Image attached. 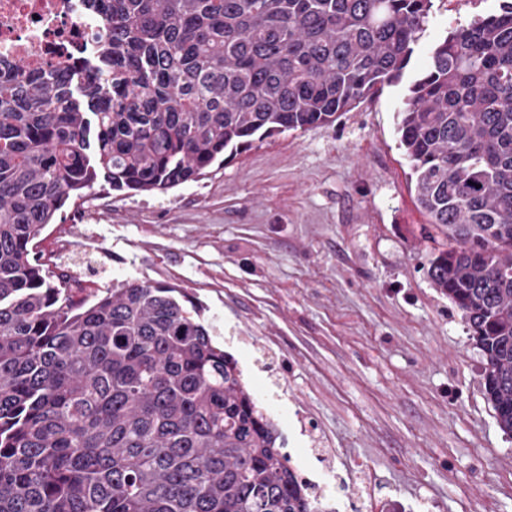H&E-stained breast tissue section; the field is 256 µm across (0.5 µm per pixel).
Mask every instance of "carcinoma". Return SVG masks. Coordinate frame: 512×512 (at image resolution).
Returning a JSON list of instances; mask_svg holds the SVG:
<instances>
[{
	"mask_svg": "<svg viewBox=\"0 0 512 512\" xmlns=\"http://www.w3.org/2000/svg\"><path fill=\"white\" fill-rule=\"evenodd\" d=\"M80 65L0 59V512H323L185 289L50 269L101 185L165 192L399 84L432 0H83ZM423 265L512 435V0L448 30L397 112Z\"/></svg>",
	"mask_w": 512,
	"mask_h": 512,
	"instance_id": "obj_1",
	"label": "carcinoma"
}]
</instances>
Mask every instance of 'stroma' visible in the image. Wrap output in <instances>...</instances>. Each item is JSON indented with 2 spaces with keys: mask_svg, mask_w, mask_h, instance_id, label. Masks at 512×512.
I'll return each mask as SVG.
<instances>
[{
  "mask_svg": "<svg viewBox=\"0 0 512 512\" xmlns=\"http://www.w3.org/2000/svg\"><path fill=\"white\" fill-rule=\"evenodd\" d=\"M501 0H433L405 83L330 126L254 142L164 193L95 192L50 225L57 268L100 288L175 283L287 454L332 449L313 478L336 512H512V436L484 394L486 359L422 267L447 248L410 190L396 113L456 25Z\"/></svg>",
  "mask_w": 512,
  "mask_h": 512,
  "instance_id": "stroma-1",
  "label": "stroma"
}]
</instances>
